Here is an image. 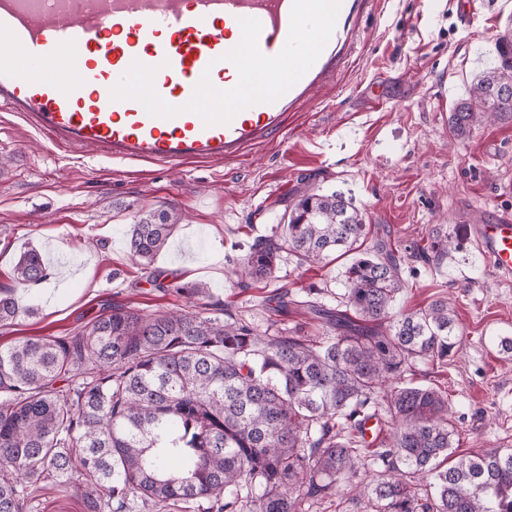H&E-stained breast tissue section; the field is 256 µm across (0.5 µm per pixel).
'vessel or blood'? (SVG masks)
<instances>
[{
	"label": "vessel or blood",
	"instance_id": "vessel-or-blood-1",
	"mask_svg": "<svg viewBox=\"0 0 512 512\" xmlns=\"http://www.w3.org/2000/svg\"><path fill=\"white\" fill-rule=\"evenodd\" d=\"M368 0H341L334 31L309 71L271 103L208 126L184 111L202 74L226 90L234 85L229 27L242 18L262 24L260 50L283 48L292 0H0V105L65 150L90 149L105 159L143 165L236 161L285 133L290 113L334 82L351 58L354 23ZM156 68L154 88L180 114L149 115L110 91L132 62ZM483 255L502 276L512 275V215L473 225Z\"/></svg>",
	"mask_w": 512,
	"mask_h": 512
}]
</instances>
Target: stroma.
<instances>
[{
	"instance_id": "stroma-1",
	"label": "stroma",
	"mask_w": 512,
	"mask_h": 512,
	"mask_svg": "<svg viewBox=\"0 0 512 512\" xmlns=\"http://www.w3.org/2000/svg\"><path fill=\"white\" fill-rule=\"evenodd\" d=\"M512 23V0H371L359 49L334 83L288 120L286 135L232 163L116 166L87 152L57 150L0 111V286L13 283L23 251L38 250L48 279L22 290L30 314L0 326V346L29 336H71L115 300L147 312L194 306L174 281L209 288L213 301L258 331L325 332L302 310L274 312L277 289L333 308L342 302L348 255L301 264L283 255L275 274L241 287L233 270L257 237L270 234L297 189L340 191L363 212L372 248L387 236L413 253L392 318L447 302L459 342L443 363L419 362L414 384L448 395L456 453L512 448V277L480 254L471 226L512 212V119L486 122L454 138L447 116L465 96ZM184 213L147 281L126 245L140 214ZM450 239L445 258L419 253Z\"/></svg>"
}]
</instances>
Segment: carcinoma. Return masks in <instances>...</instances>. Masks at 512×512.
<instances>
[{
	"mask_svg": "<svg viewBox=\"0 0 512 512\" xmlns=\"http://www.w3.org/2000/svg\"><path fill=\"white\" fill-rule=\"evenodd\" d=\"M512 28L497 45L448 125L468 139L488 119H512ZM287 224L257 238L241 260L240 285L275 272L284 250L301 263L346 254L369 225L342 194L305 190L286 206ZM175 209L147 211L127 230L131 257L151 268L180 223ZM409 256L384 242L344 272L345 308L296 300L334 333L262 335L249 322L208 312L145 313L109 304L73 336H38L0 348V512H26L50 483L82 487L86 512H299L335 495L362 469L364 512H512V448L450 459L455 431L448 397L402 380L419 360L443 362L457 344L448 304L436 300L390 319ZM14 281L48 277L35 249ZM170 288L209 297L197 282ZM21 309L0 287V326ZM384 412L388 438L366 452L362 423ZM429 480L422 495L419 479Z\"/></svg>",
	"mask_w": 512,
	"mask_h": 512,
	"instance_id": "1",
	"label": "carcinoma"
}]
</instances>
